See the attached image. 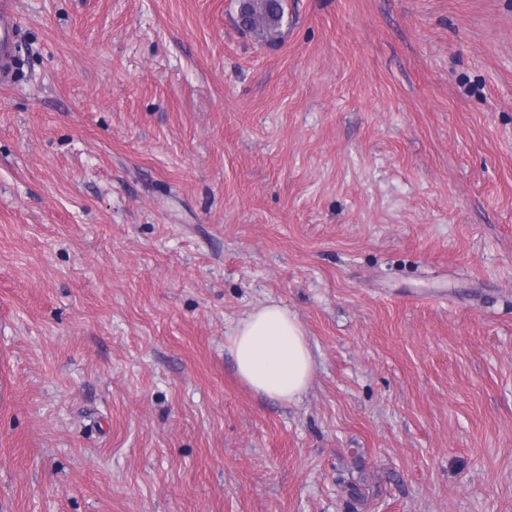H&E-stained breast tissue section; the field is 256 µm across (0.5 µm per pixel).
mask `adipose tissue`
Segmentation results:
<instances>
[{
    "instance_id": "obj_1",
    "label": "adipose tissue",
    "mask_w": 512,
    "mask_h": 512,
    "mask_svg": "<svg viewBox=\"0 0 512 512\" xmlns=\"http://www.w3.org/2000/svg\"><path fill=\"white\" fill-rule=\"evenodd\" d=\"M224 346L239 377L255 391L283 402L298 400L313 376L308 338L288 307L272 302L240 320Z\"/></svg>"
}]
</instances>
